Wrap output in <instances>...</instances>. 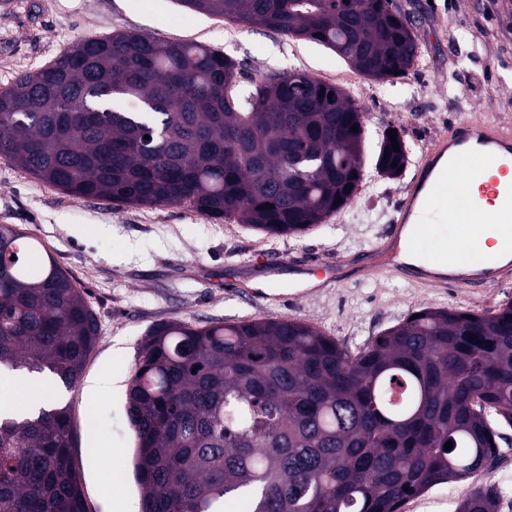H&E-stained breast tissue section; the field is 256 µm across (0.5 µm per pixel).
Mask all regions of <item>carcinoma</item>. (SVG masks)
<instances>
[{"mask_svg": "<svg viewBox=\"0 0 512 512\" xmlns=\"http://www.w3.org/2000/svg\"><path fill=\"white\" fill-rule=\"evenodd\" d=\"M179 2L321 44L376 81L419 55L391 0ZM238 74L197 43L79 40L0 91V156L80 199L186 205L300 235L356 197L362 111L296 70L234 96ZM396 141L394 151L383 136L376 154L389 177L408 160ZM97 339L83 290L39 242L0 224V372L72 389ZM127 403L141 512H224L240 495L253 512H400L493 469L502 435L488 412L512 428V301L486 314L420 308L355 355L295 319L158 324ZM72 448L65 406L0 413V512H85ZM497 509L489 485L458 512Z\"/></svg>", "mask_w": 512, "mask_h": 512, "instance_id": "carcinoma-1", "label": "carcinoma"}]
</instances>
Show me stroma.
<instances>
[{"label":"stroma","mask_w":512,"mask_h":512,"mask_svg":"<svg viewBox=\"0 0 512 512\" xmlns=\"http://www.w3.org/2000/svg\"><path fill=\"white\" fill-rule=\"evenodd\" d=\"M421 48L407 75L366 78L312 42L178 6L176 0H0V90L53 63L78 40L136 32L193 41L236 61L237 90L288 69L343 88L364 114L367 151L396 128L409 167L396 178L367 168L370 186L343 211L298 237L266 236L183 205L130 206L76 199L0 157V224L40 241L83 288L98 319V341L73 389L50 388L69 407L86 512H140L127 389L142 343L155 325L301 319L355 352L421 307L486 313L512 300V284L474 293L421 288L375 274L343 277L285 306L239 297L236 280L260 253L350 257L370 248L397 206L427 143L454 119L512 124V0H392ZM487 476L437 485L401 512H457L489 483L499 512H512V428Z\"/></svg>","instance_id":"obj_1"}]
</instances>
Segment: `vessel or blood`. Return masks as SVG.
Listing matches in <instances>:
<instances>
[{
    "label": "vessel or blood",
    "mask_w": 512,
    "mask_h": 512,
    "mask_svg": "<svg viewBox=\"0 0 512 512\" xmlns=\"http://www.w3.org/2000/svg\"><path fill=\"white\" fill-rule=\"evenodd\" d=\"M478 162L496 169V176L474 183L466 166ZM479 192L489 204L488 209L473 206L472 192ZM456 193L459 204L455 221L459 225L457 239L469 246L487 224L512 223V126L488 120H456L434 137L425 148L405 195L400 199L397 217L386 236L380 239L363 258L365 271L401 278L414 284L434 288H467L482 292L512 280V236L501 239L497 260L471 266L449 263L442 251H435L424 262L407 260L408 242L404 237L407 225L419 224L422 218L437 209L449 193ZM346 265L345 259L325 263L296 261L285 257L261 263L249 287L255 301L274 299L293 301L302 297V290L280 286L271 294L272 279L284 270L318 279L328 285L338 279Z\"/></svg>",
    "instance_id": "obj_1"
}]
</instances>
